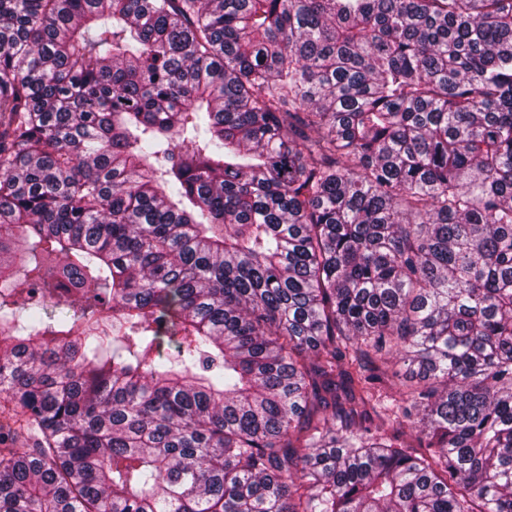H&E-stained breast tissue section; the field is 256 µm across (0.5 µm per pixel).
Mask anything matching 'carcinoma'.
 <instances>
[{"instance_id":"cac0c4a2","label":"carcinoma","mask_w":512,"mask_h":512,"mask_svg":"<svg viewBox=\"0 0 512 512\" xmlns=\"http://www.w3.org/2000/svg\"><path fill=\"white\" fill-rule=\"evenodd\" d=\"M0 512H512V0H0Z\"/></svg>"}]
</instances>
